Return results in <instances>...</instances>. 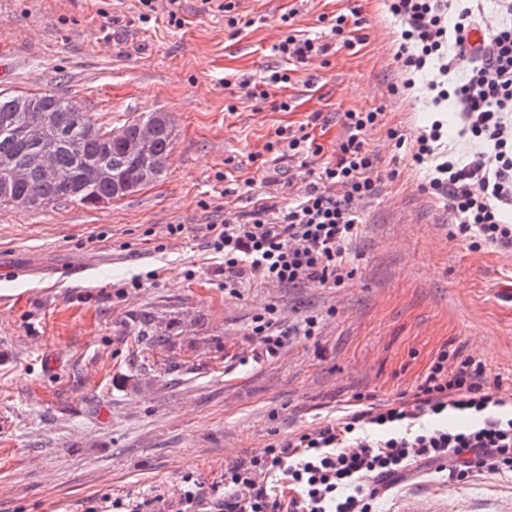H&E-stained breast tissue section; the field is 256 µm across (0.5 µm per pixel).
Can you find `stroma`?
<instances>
[{"label":"stroma","instance_id":"1","mask_svg":"<svg viewBox=\"0 0 512 512\" xmlns=\"http://www.w3.org/2000/svg\"><path fill=\"white\" fill-rule=\"evenodd\" d=\"M0 0V92L50 90L119 129L150 112L172 123V155L157 183L86 208L0 205V512H112L120 499L176 502L185 475L207 501L224 468L355 410L356 395L392 402L412 392L443 346L482 360L512 403V248H471L443 201L420 192L425 171L394 133L433 120L458 140L455 110L432 111L427 71L400 96L398 22L383 0H239L237 29L217 0H181V25L158 0ZM294 28L325 42L332 17L356 13L361 45L329 51L266 98L249 93L282 67L274 46ZM288 109H281V102ZM383 108L370 135L381 172L397 170L363 207L342 288L224 286L208 225L256 200L287 201L305 169L336 160L348 110ZM306 128L307 160L266 149L276 129ZM91 260L61 280L55 266ZM287 337L266 352L252 332L265 306ZM169 336L150 346L143 315ZM318 325L299 328L304 316ZM512 512V474L452 482L410 469L376 512Z\"/></svg>","mask_w":512,"mask_h":512}]
</instances>
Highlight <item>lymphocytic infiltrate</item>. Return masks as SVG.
I'll use <instances>...</instances> for the list:
<instances>
[{
  "label": "lymphocytic infiltrate",
  "instance_id": "1",
  "mask_svg": "<svg viewBox=\"0 0 512 512\" xmlns=\"http://www.w3.org/2000/svg\"><path fill=\"white\" fill-rule=\"evenodd\" d=\"M457 0H385L402 26L396 52L408 74L437 65L431 104H454L468 161L442 152L441 121L416 138L412 159L429 164L425 189L442 199L471 247L512 246V0H498L496 24L481 47L470 33L485 23L481 9ZM336 161L311 172L287 203L262 202L249 214L228 210L208 225L210 244L224 256V285L244 280L280 287L312 281L338 288L355 270L349 248L362 224L361 207L384 185L367 136L383 121L378 109L342 114ZM484 364L462 349H441L411 396L365 408L336 423L269 444L262 455L224 470L218 512H372L384 489L417 465L461 482L476 473L512 474V415ZM467 417L465 428L412 431L423 416Z\"/></svg>",
  "mask_w": 512,
  "mask_h": 512
}]
</instances>
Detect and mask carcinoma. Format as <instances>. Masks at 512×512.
I'll return each instance as SVG.
<instances>
[{"instance_id":"1","label":"carcinoma","mask_w":512,"mask_h":512,"mask_svg":"<svg viewBox=\"0 0 512 512\" xmlns=\"http://www.w3.org/2000/svg\"><path fill=\"white\" fill-rule=\"evenodd\" d=\"M45 104L66 115L62 128L56 131L60 139L57 163L64 179L55 182L40 178L38 150L21 140L17 133V128L30 117L33 108ZM70 107L65 98L52 91L0 96V159L9 158L29 170L30 179L16 187L14 192L29 198L31 207L36 209L67 202L94 208L107 196L115 194L120 199L163 176L172 154L171 123L166 115L151 113L142 120L123 126L128 134L142 124L154 123L159 127L153 144V169L144 178L139 176L134 160L123 144L112 137V133L98 128L90 113L72 112ZM102 165L112 169V176L127 182L119 193H114L115 183L99 178L98 169ZM140 325L141 335L151 346L162 347L169 342L168 337L154 333L151 316H143Z\"/></svg>"}]
</instances>
